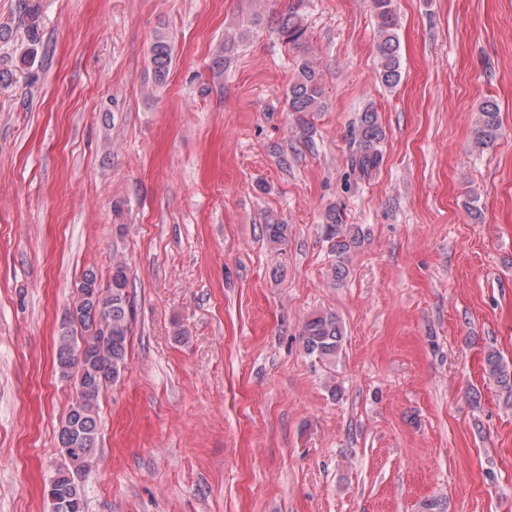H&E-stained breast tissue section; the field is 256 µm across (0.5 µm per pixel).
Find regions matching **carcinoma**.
Here are the masks:
<instances>
[{
	"instance_id": "obj_1",
	"label": "carcinoma",
	"mask_w": 512,
	"mask_h": 512,
	"mask_svg": "<svg viewBox=\"0 0 512 512\" xmlns=\"http://www.w3.org/2000/svg\"><path fill=\"white\" fill-rule=\"evenodd\" d=\"M376 19L378 39V78L388 87L398 86L402 78L400 43L396 34L397 13L394 0H371ZM28 19L29 44L21 56V63L34 67L39 58L40 38L37 14L28 3H23ZM277 30L286 43L298 46L306 41L307 28L302 22L298 8L283 14L277 21ZM173 62V46L169 35L159 32L150 46L149 63L154 82L158 86L166 83ZM322 75L314 63L302 59L297 73L288 87L286 103L288 111L297 113L319 112L323 108ZM501 123L498 106L486 101L480 107V116L475 130V145L487 148L499 136ZM386 132L377 110L366 107L360 114L353 136L354 150L350 156V167L363 177L379 169L383 154L381 145ZM323 238L328 243L332 257L333 278L342 280L349 274L348 263L352 252L364 241L362 227L344 223L343 216L335 209L325 214L322 225ZM127 265L117 260L112 266V277L107 286L97 285L94 315H85L79 328L61 330L54 344V365L62 378L79 381L83 373L96 372L95 383L87 391L76 390L66 419H75L81 425L84 442L75 457L79 467L72 470L64 462L53 474L55 485L65 489L72 497L70 512H85L86 500L82 477L96 467L99 434L97 403L100 394L108 386L118 382L127 367L128 344L132 335L133 306L128 291ZM300 339L304 351L327 364H332L342 346L343 329L333 311L317 313L302 325ZM93 346V361H84L79 354L80 343ZM485 371L494 382L504 402L512 403V366L504 364L500 354L494 350L485 356Z\"/></svg>"
}]
</instances>
